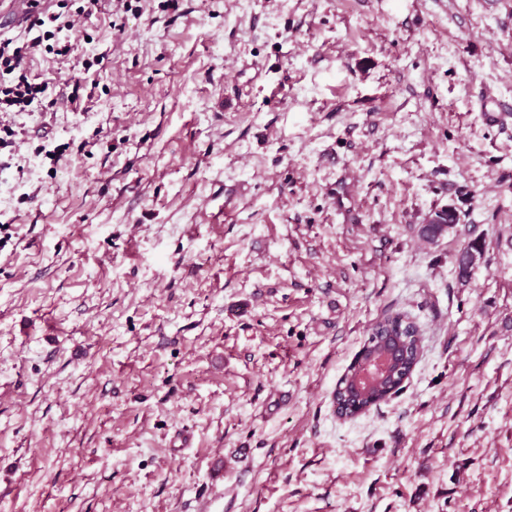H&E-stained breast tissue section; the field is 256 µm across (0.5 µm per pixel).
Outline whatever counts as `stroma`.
<instances>
[{
  "instance_id": "1",
  "label": "stroma",
  "mask_w": 512,
  "mask_h": 512,
  "mask_svg": "<svg viewBox=\"0 0 512 512\" xmlns=\"http://www.w3.org/2000/svg\"><path fill=\"white\" fill-rule=\"evenodd\" d=\"M43 8L74 51L0 112V512H512V0ZM396 313L411 375L338 418ZM407 317L397 314L375 322L368 330L367 338L363 344L367 352L386 350L387 343L403 340L404 349L409 352V364H413L417 351H420L419 330L414 324L407 321Z\"/></svg>"
}]
</instances>
